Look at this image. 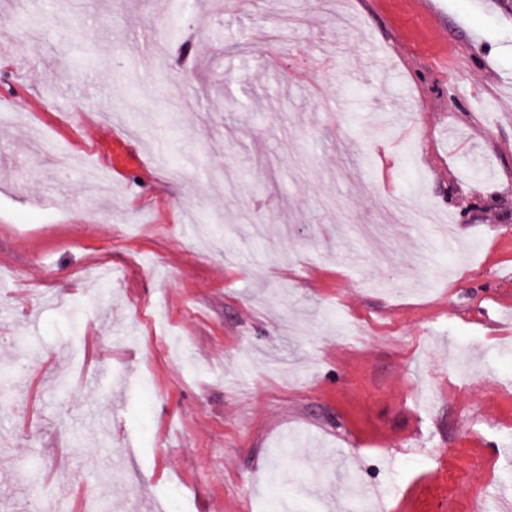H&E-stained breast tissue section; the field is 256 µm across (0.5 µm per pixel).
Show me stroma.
<instances>
[{
    "label": "stroma",
    "instance_id": "obj_1",
    "mask_svg": "<svg viewBox=\"0 0 512 512\" xmlns=\"http://www.w3.org/2000/svg\"><path fill=\"white\" fill-rule=\"evenodd\" d=\"M510 89L499 0H0V512H500Z\"/></svg>",
    "mask_w": 512,
    "mask_h": 512
}]
</instances>
